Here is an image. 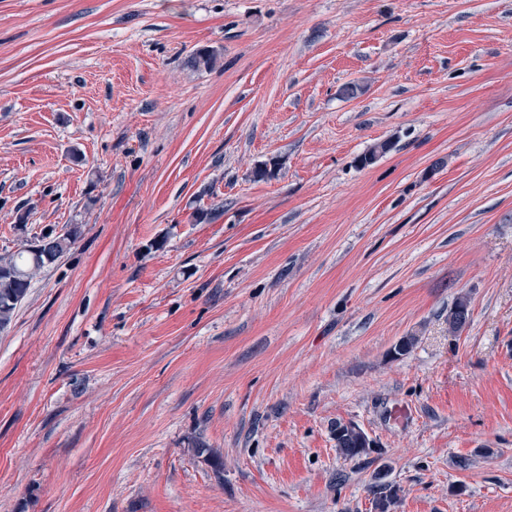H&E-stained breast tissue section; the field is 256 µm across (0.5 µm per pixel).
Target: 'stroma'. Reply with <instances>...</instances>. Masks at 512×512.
<instances>
[{"label":"stroma","mask_w":512,"mask_h":512,"mask_svg":"<svg viewBox=\"0 0 512 512\" xmlns=\"http://www.w3.org/2000/svg\"><path fill=\"white\" fill-rule=\"evenodd\" d=\"M20 222L0 512H512V0H0ZM82 225L69 224L46 243L41 254L31 253L26 243L9 256L0 258V329L6 328L24 300L33 276L54 264L82 234ZM470 301L466 295L456 298L448 314V326L452 332L460 331L470 319ZM343 425L349 428H360L354 423L337 424L336 433L334 435L336 448L340 451V453L348 458H356L362 455H367L365 449V435H363L361 432L348 431L346 428H341Z\"/></svg>","instance_id":"1"}]
</instances>
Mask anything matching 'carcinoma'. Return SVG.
<instances>
[{"label": "carcinoma", "instance_id": "obj_1", "mask_svg": "<svg viewBox=\"0 0 512 512\" xmlns=\"http://www.w3.org/2000/svg\"><path fill=\"white\" fill-rule=\"evenodd\" d=\"M79 224H69L56 233L40 254L30 252L21 246L14 253L0 258V329L7 327L12 315L24 300L33 276L45 267L54 264L81 236ZM470 319V301L465 295L456 298L448 314V326L453 332L460 331ZM336 448L348 458L366 454L365 437L361 432L349 431L336 425L334 435ZM374 509L388 512L396 498V489L388 484L372 486Z\"/></svg>", "mask_w": 512, "mask_h": 512}]
</instances>
